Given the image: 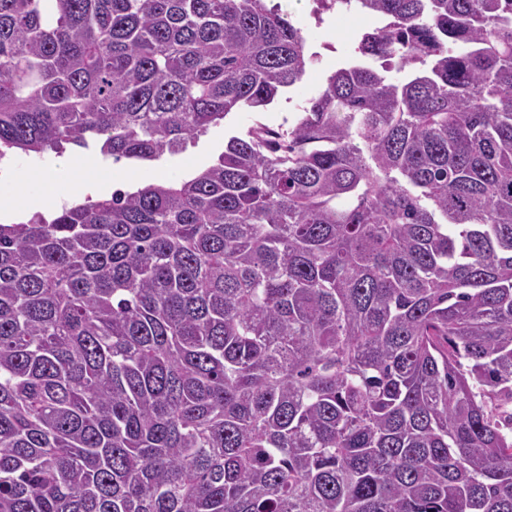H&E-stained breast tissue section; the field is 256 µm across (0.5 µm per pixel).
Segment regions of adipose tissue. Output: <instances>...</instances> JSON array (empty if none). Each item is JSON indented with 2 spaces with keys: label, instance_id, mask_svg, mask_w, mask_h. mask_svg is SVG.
<instances>
[{
  "label": "adipose tissue",
  "instance_id": "1",
  "mask_svg": "<svg viewBox=\"0 0 512 512\" xmlns=\"http://www.w3.org/2000/svg\"><path fill=\"white\" fill-rule=\"evenodd\" d=\"M70 180L64 191H56L54 181L48 171H41L36 176H22L17 183L13 197L0 199V208L18 206L20 217L43 210L48 201L56 204H70L79 200L83 194L86 173L96 166L97 159L88 153H79L69 159Z\"/></svg>",
  "mask_w": 512,
  "mask_h": 512
}]
</instances>
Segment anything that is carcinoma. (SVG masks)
<instances>
[{"instance_id": "cac0c4a2", "label": "carcinoma", "mask_w": 512, "mask_h": 512, "mask_svg": "<svg viewBox=\"0 0 512 512\" xmlns=\"http://www.w3.org/2000/svg\"><path fill=\"white\" fill-rule=\"evenodd\" d=\"M354 2L291 125L0 223V512H512V0ZM315 63L267 0H0V155L158 161Z\"/></svg>"}]
</instances>
